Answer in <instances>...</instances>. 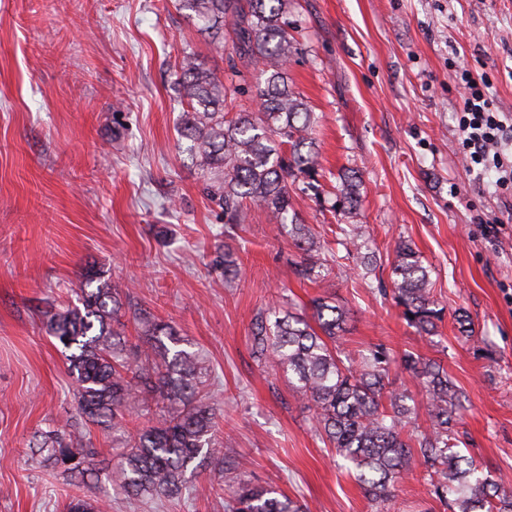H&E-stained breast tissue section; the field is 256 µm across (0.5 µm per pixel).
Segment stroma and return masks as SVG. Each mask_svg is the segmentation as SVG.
Returning <instances> with one entry per match:
<instances>
[{"mask_svg":"<svg viewBox=\"0 0 512 512\" xmlns=\"http://www.w3.org/2000/svg\"><path fill=\"white\" fill-rule=\"evenodd\" d=\"M298 50L288 63L317 116L318 189L294 208L328 260L320 278L294 273L287 226L253 209L232 226L179 148L185 105L176 64L195 53L223 72L227 108L257 106V71L228 72L217 47L174 0H0V512H63L70 497L109 512H224L217 470L191 474L181 498L144 504L110 481L79 484L44 467L30 443L78 415L75 383L41 328L49 302H75L82 269L131 285V302L201 351L220 398L217 437L253 482L311 512H372L325 446L285 373L263 374L252 322L272 306L306 312L319 295L353 317L349 346L410 350L439 362L465 395L462 454L512 474V222L496 173L468 169L457 139L451 69L464 59L512 113V0H291ZM357 171L356 210L331 212L338 175ZM366 225L374 276L356 258L330 262L335 230ZM406 239L431 271L445 316L418 334L383 294L392 249ZM240 257L225 281L217 246ZM465 312L472 339L454 315ZM390 512H443L412 463Z\"/></svg>","mask_w":512,"mask_h":512,"instance_id":"1","label":"stroma"}]
</instances>
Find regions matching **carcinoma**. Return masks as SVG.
Instances as JSON below:
<instances>
[{
  "mask_svg": "<svg viewBox=\"0 0 512 512\" xmlns=\"http://www.w3.org/2000/svg\"><path fill=\"white\" fill-rule=\"evenodd\" d=\"M288 2L176 0L175 7L204 30L217 19L232 20L235 56L229 68L241 61L264 76L257 92L262 109L224 111V78L193 52H183L178 61L177 87L190 108L181 131L185 151L202 168L207 199L224 211L227 224L246 223L251 204L274 223L290 224L289 237L300 253L296 275L309 280L325 258L309 225L293 213L291 193L302 181L314 187L316 116L288 76L296 51ZM360 186L356 174L340 176V202L357 207ZM367 242L362 224L343 231L348 255L361 254ZM214 264L226 279L238 274V258L229 249L217 252ZM391 274L392 297L408 324L420 334L434 333L444 308L432 296L430 271L406 240L394 244ZM79 291V304L44 311L43 325L66 352L81 417L120 436L123 451L112 469L102 471L78 424L67 423L43 436L37 452L44 460L82 479L103 476L126 493L159 501L182 495L187 472L222 463L227 512H306L275 489L246 480L245 462L224 461L213 437L218 402L209 391L207 368L170 324L136 316L139 334L132 343L119 320L123 292L103 279V271L86 266ZM347 322V310L326 297L313 301L310 319L271 308L252 323V350L265 367L288 374L296 396L313 411L316 432L347 462L376 509L386 508L395 484L417 460L430 471L433 495L446 512H512V479L480 469L455 450L453 422L465 396L448 374L417 353L397 359L381 345L352 358L342 348ZM396 361L423 382L424 426L416 423L407 390L393 387L390 367ZM132 397L156 415L134 433L126 418Z\"/></svg>",
  "mask_w": 512,
  "mask_h": 512,
  "instance_id": "cac0c4a2",
  "label": "carcinoma"
}]
</instances>
